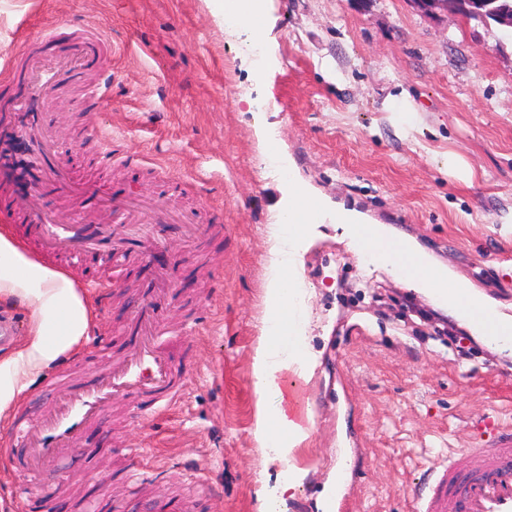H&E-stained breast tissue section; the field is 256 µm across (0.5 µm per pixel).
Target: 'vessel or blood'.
<instances>
[{"mask_svg": "<svg viewBox=\"0 0 512 512\" xmlns=\"http://www.w3.org/2000/svg\"><path fill=\"white\" fill-rule=\"evenodd\" d=\"M44 39L66 38L60 53L48 56L28 47L7 63L0 81V217L44 261L65 266L86 265V287L96 290L101 306L128 276L136 279L140 300L110 340L90 339L87 370L62 371L46 382L51 395L38 414L15 410L10 420L13 447L0 450L32 475L57 470L86 435L94 432L105 412L118 401L147 416L170 406L186 385V374L166 350L165 339L194 322L166 320L160 303L173 296V267L158 261L170 225L189 223L149 202L101 195L91 174L122 151L112 136L90 125L76 131L77 161L73 168L56 165L57 126L54 95L78 86L93 106L108 98V84L94 66L106 42L92 27L66 32L49 28ZM112 211V221L94 220L98 209ZM122 478L142 480L145 455L126 451ZM410 512H512V431L503 430L488 447L467 445L432 469L412 493Z\"/></svg>", "mask_w": 512, "mask_h": 512, "instance_id": "vessel-or-blood-1", "label": "vessel or blood"}]
</instances>
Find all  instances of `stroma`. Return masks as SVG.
Masks as SVG:
<instances>
[{
  "instance_id": "35a3bbf8",
  "label": "stroma",
  "mask_w": 512,
  "mask_h": 512,
  "mask_svg": "<svg viewBox=\"0 0 512 512\" xmlns=\"http://www.w3.org/2000/svg\"><path fill=\"white\" fill-rule=\"evenodd\" d=\"M267 27L227 30L210 0H0V64L47 26L101 25L110 100L87 111L78 88L59 108L58 164L90 118L126 148L184 179L196 237L169 234L178 265L176 361L183 394L155 417L106 414L111 449L79 451L61 492L97 491L122 512L160 496L198 497L199 512H257L264 454L254 435L253 346L264 314L266 226L290 179L271 173L256 125L294 180L324 200L301 275L317 367L305 397L310 438L292 464L308 476L291 512H323L329 473L346 469L343 512H407L411 489L449 449L512 425V351L380 265L363 266L336 211L381 224L512 317V35L410 0H266ZM261 40L263 69L246 45ZM465 356H458V347ZM142 449L147 483L122 484V449Z\"/></svg>"
}]
</instances>
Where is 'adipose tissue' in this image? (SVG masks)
Returning a JSON list of instances; mask_svg holds the SVG:
<instances>
[{"mask_svg":"<svg viewBox=\"0 0 512 512\" xmlns=\"http://www.w3.org/2000/svg\"><path fill=\"white\" fill-rule=\"evenodd\" d=\"M324 214V207L297 186L290 202L274 210L269 227L267 317L252 357V385L253 434L270 464L288 463L293 450L309 437L307 427L290 416L279 401L289 390V377L310 380L316 367L308 349L298 251L308 239L311 224ZM336 220L348 225L351 244L364 260H371L379 248L400 252L414 268L408 284L435 294L450 312L466 318L487 344L497 345L499 337L512 334V319L501 315L471 287L450 278L447 270L431 262L418 246L380 226L353 221L344 213L337 214ZM1 300L29 310L25 335L14 348L0 354V421L5 422L36 380L81 345L93 314L85 291L70 275L33 259L5 229L0 230ZM307 475V470L294 465H289L284 479L274 481L269 474H262L265 487L259 492V512H288L290 500Z\"/></svg>","mask_w":512,"mask_h":512,"instance_id":"1","label":"adipose tissue"}]
</instances>
